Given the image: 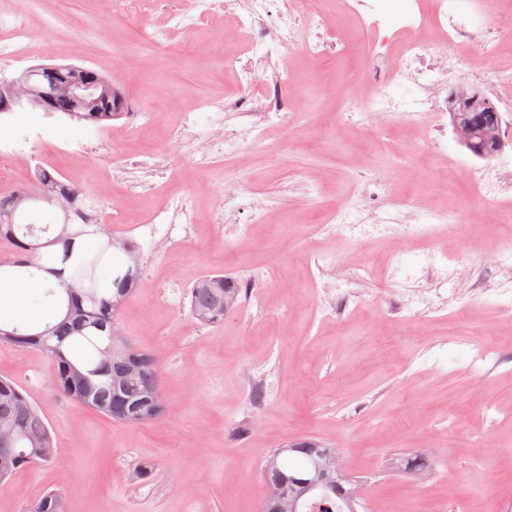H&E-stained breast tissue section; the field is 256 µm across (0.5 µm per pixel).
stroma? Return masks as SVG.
I'll return each mask as SVG.
<instances>
[{
    "label": "stroma",
    "instance_id": "stroma-1",
    "mask_svg": "<svg viewBox=\"0 0 512 512\" xmlns=\"http://www.w3.org/2000/svg\"><path fill=\"white\" fill-rule=\"evenodd\" d=\"M54 2L0 0L1 9L25 10L35 42L54 46L0 73L10 78L39 64L89 67L106 75L133 107L158 119L142 131L130 130L125 118L97 130L27 105L0 114V139H30L11 179L0 182V195L31 185L41 164L138 217L143 202L113 182L111 171L169 151L168 132L180 113L198 100L223 96L231 81L215 38L223 23L204 21L184 36L178 54L148 56L136 33L156 24L152 13L121 10L105 41L87 0H71L63 13L55 12ZM295 69L305 130L289 132L280 148L251 146L239 159L252 174V188L279 205L246 250L226 251L223 229L209 224L221 201L216 190L196 195L201 222L186 246L162 251L150 241L136 242L141 286L122 310V331L159 359L166 400L159 418L135 429L113 424L58 392L53 366L40 352L0 345V377L29 395L57 448L51 463L0 484V512H22L46 491L62 492L69 512H255L264 495V456L304 437L342 450L349 475L363 483L370 512H382L390 501L408 507L417 500L428 512H481L487 504L492 512H512V314L477 291L479 280L499 277L477 259L506 236L499 216L512 209V198L479 192L474 169L459 164L466 152L454 137L435 150L425 128L399 126L383 141L370 130L338 126L359 62L329 58L313 64L300 56ZM371 171L404 194L431 187L434 202H448L466 215L456 233L436 243L461 259L441 319L388 321L386 309L401 290L380 281L361 287L353 313L321 316V293L308 283L310 252L332 251L342 262L377 267L393 248L388 241L343 243L316 232L330 209L362 189ZM297 176L320 179L323 194L288 190ZM247 264L277 271L280 285L271 291L267 312H235L223 324L205 327L187 306L163 300L172 276L190 285L206 273ZM451 329L493 349L495 362L478 371L464 344L430 352L419 343ZM262 348L274 354L270 368L279 396L253 409L244 375ZM478 440L485 445L480 460ZM419 454L429 457V477L396 468V461ZM146 459L156 468L143 479L135 466Z\"/></svg>",
    "mask_w": 512,
    "mask_h": 512
}]
</instances>
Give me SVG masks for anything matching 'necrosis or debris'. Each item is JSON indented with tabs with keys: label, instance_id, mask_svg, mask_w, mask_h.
<instances>
[{
	"label": "necrosis or debris",
	"instance_id": "obj_1",
	"mask_svg": "<svg viewBox=\"0 0 512 512\" xmlns=\"http://www.w3.org/2000/svg\"><path fill=\"white\" fill-rule=\"evenodd\" d=\"M377 2L336 0L331 11L324 0H155L154 11L164 17L165 30H141L139 40L170 54L180 52L181 36L198 27L200 15L224 19V71L233 86L223 97L202 101L207 128L199 127L196 110L190 108L171 128L169 139L193 167L219 173L222 205L209 221L223 226L225 249L251 241L255 225L264 223L275 206L274 198L249 188L247 169L233 159L248 144H282L289 129L301 125L292 64L296 55L318 62L363 56L370 91L352 86L348 119L380 134L397 123H425L443 137L448 131L447 88L459 80L482 87L495 112L512 119V25L498 22L492 0H433L428 14L422 0H395L388 15ZM29 41V24L21 13H0V68L22 57ZM481 56L500 64L484 71L475 64ZM170 166L169 158L159 156L148 167H116L112 178L128 195L145 197L155 193L157 176ZM365 183L350 202L330 212L319 234L342 241H393L385 278L412 286L404 297L405 319L447 304L454 280L452 256L431 250L413 265L402 246L433 240L439 230L458 223V211L430 204L424 192L409 197L370 177ZM198 222L192 199L172 191L138 220L136 229L155 237L157 247L167 251L194 240ZM308 271L327 294L323 309L328 313L375 276L366 264L343 270L335 254L324 251L311 254ZM276 279L270 266H242L241 308L266 310V290Z\"/></svg>",
	"mask_w": 512,
	"mask_h": 512
}]
</instances>
